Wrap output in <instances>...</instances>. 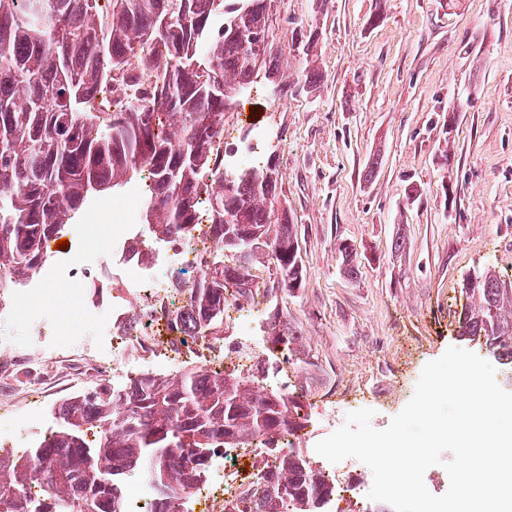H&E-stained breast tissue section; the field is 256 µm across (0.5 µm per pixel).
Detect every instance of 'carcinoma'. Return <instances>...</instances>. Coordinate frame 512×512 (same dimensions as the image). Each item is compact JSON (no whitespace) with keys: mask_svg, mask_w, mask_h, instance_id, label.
Returning <instances> with one entry per match:
<instances>
[{"mask_svg":"<svg viewBox=\"0 0 512 512\" xmlns=\"http://www.w3.org/2000/svg\"><path fill=\"white\" fill-rule=\"evenodd\" d=\"M99 2L0 0V281L29 278L47 261L43 241L145 172L153 187L140 219L150 240L193 236L207 206L220 265L174 284L186 305L169 318L196 340L222 324L229 289L248 296L254 260L273 264L283 288L303 284L288 211L271 220L276 167L229 172L218 152L224 112L256 69L278 73V0H106L105 15ZM105 90L120 93L115 109L92 113ZM464 289L472 303L459 336L512 368V279L484 269ZM300 408L203 368L148 375L117 392L97 385L59 406V430L0 462V512H83L84 502L124 512L127 473L159 490L153 512H179L211 453L300 428ZM268 481L250 512H320L334 489L293 452Z\"/></svg>","mask_w":512,"mask_h":512,"instance_id":"carcinoma-1","label":"carcinoma"}]
</instances>
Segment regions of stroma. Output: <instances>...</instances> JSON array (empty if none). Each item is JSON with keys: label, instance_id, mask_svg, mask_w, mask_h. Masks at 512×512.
<instances>
[{"label": "stroma", "instance_id": "35a3bbf8", "mask_svg": "<svg viewBox=\"0 0 512 512\" xmlns=\"http://www.w3.org/2000/svg\"><path fill=\"white\" fill-rule=\"evenodd\" d=\"M272 30L288 91L255 74L224 114L223 152L243 168L275 164L303 285L279 287L257 259L261 300L225 308L220 339L184 344L164 328L153 351L169 373L218 358L223 372L297 397L306 455L349 412L373 409L372 426L386 428L448 348L487 355L457 321L468 273L512 276V0H279ZM307 35L309 53L293 50ZM307 72L320 76L309 93ZM341 242L357 278L343 272ZM29 307L55 331L31 335L0 311V350L18 355L0 404L37 392L33 446L80 392L40 352L96 355L112 328L81 319L61 288ZM287 332L292 342H277Z\"/></svg>", "mask_w": 512, "mask_h": 512}]
</instances>
